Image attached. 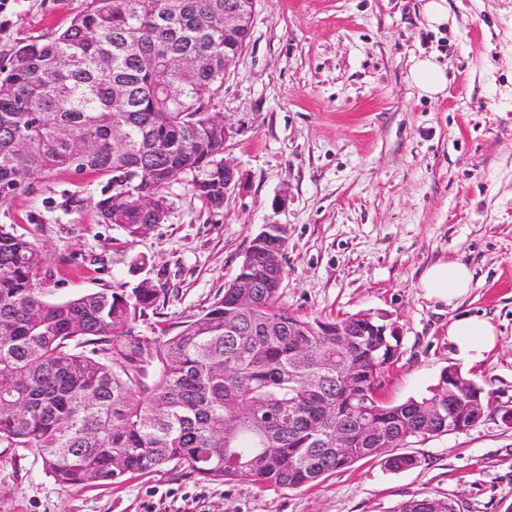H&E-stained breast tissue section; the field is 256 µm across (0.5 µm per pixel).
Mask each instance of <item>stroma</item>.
I'll return each instance as SVG.
<instances>
[{"label":"stroma","mask_w":512,"mask_h":512,"mask_svg":"<svg viewBox=\"0 0 512 512\" xmlns=\"http://www.w3.org/2000/svg\"><path fill=\"white\" fill-rule=\"evenodd\" d=\"M428 23L424 0H256L250 40L213 111L229 128L224 156L240 184L222 208L194 195V174L167 191V213L138 238L102 223L112 178L56 171L0 205L48 255L49 298L149 280L159 305L139 328L177 327L224 294L264 225L286 230L280 305L305 319L382 312L401 358L379 391L425 394L448 366L491 396L474 427L405 446L417 467L378 459L301 488L208 481L173 466L114 485L65 487L30 450L0 443V512H394L450 498L460 512L512 507V0H447ZM87 0H9L0 70L17 46L67 28ZM434 54L448 85L435 100L409 82ZM466 264L469 295L451 307L420 288L438 262ZM461 315L487 319L496 345L468 365L448 341ZM458 504L450 498L424 496L403 502L395 512H458Z\"/></svg>","instance_id":"stroma-1"}]
</instances>
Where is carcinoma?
Instances as JSON below:
<instances>
[{"label":"carcinoma","mask_w":512,"mask_h":512,"mask_svg":"<svg viewBox=\"0 0 512 512\" xmlns=\"http://www.w3.org/2000/svg\"><path fill=\"white\" fill-rule=\"evenodd\" d=\"M224 0H89L51 38L18 47L0 76V204L57 170L124 175L127 185L99 201L105 224L136 238L165 217L166 190L197 173L195 194L224 205V128L210 112L224 79V42L215 25ZM199 65L190 87L174 59ZM71 65L62 70L59 58ZM125 92L124 112L112 93ZM123 126L130 148L113 147ZM96 147L74 159L87 135ZM151 197L155 210L141 208ZM256 287L237 279L209 309L175 332L149 335L140 321L157 309L148 281L130 291L47 298L46 253L14 225L0 224V439L37 454L62 486H95L174 464L208 480L300 488L359 460L386 457L395 470L419 464L391 450L435 436L448 423L457 388L443 370L427 394L399 404L380 399L401 354L397 336H357L345 346L328 323L281 308L285 267L266 276L267 249L250 245ZM386 314L342 319L352 330H382ZM308 348L306 366L293 360ZM352 385L336 380V368ZM347 433L336 451V431ZM395 512H458L450 498L424 496Z\"/></svg>","instance_id":"cac0c4a2"}]
</instances>
